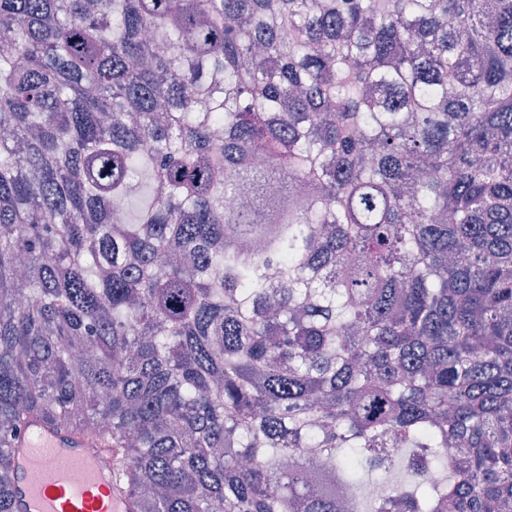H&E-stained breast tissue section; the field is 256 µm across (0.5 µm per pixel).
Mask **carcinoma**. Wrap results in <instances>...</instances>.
<instances>
[{"mask_svg":"<svg viewBox=\"0 0 512 512\" xmlns=\"http://www.w3.org/2000/svg\"><path fill=\"white\" fill-rule=\"evenodd\" d=\"M0 33V512L36 422L132 512H512V0Z\"/></svg>","mask_w":512,"mask_h":512,"instance_id":"cac0c4a2","label":"carcinoma"}]
</instances>
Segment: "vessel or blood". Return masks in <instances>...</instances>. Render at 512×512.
Listing matches in <instances>:
<instances>
[{
    "instance_id": "b4317fda",
    "label": "vessel or blood",
    "mask_w": 512,
    "mask_h": 512,
    "mask_svg": "<svg viewBox=\"0 0 512 512\" xmlns=\"http://www.w3.org/2000/svg\"><path fill=\"white\" fill-rule=\"evenodd\" d=\"M38 473L31 481L30 473ZM14 493L24 512H130L112 470L99 465L88 440L73 442L36 424L18 440Z\"/></svg>"
}]
</instances>
